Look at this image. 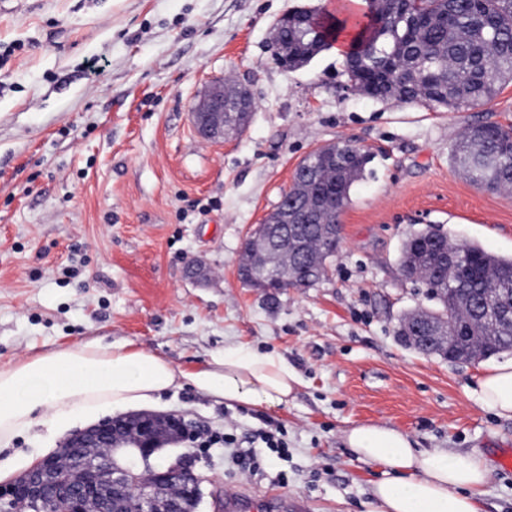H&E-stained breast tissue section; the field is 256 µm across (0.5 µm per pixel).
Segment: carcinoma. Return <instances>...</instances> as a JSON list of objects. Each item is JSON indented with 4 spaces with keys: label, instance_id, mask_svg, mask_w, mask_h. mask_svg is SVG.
<instances>
[{
    "label": "carcinoma",
    "instance_id": "carcinoma-1",
    "mask_svg": "<svg viewBox=\"0 0 512 512\" xmlns=\"http://www.w3.org/2000/svg\"><path fill=\"white\" fill-rule=\"evenodd\" d=\"M348 23L347 18L313 14L277 29L276 39L300 68L336 41ZM355 28L347 56H357L356 83H374L377 100L468 109L512 79V0H421L412 10L400 6L390 21L377 18ZM370 162L368 154H348L343 142L320 148L310 163L302 160L285 191L289 215L278 205L264 219L268 232L250 258L252 265L262 266L264 278L286 287L325 276L333 253L320 225L340 224ZM449 162L479 188L511 186L512 126H467ZM440 249L460 255L462 266L450 272L438 267L434 255ZM400 266L412 268L414 282L427 288L435 308L426 317L441 336H448V321L442 319L448 309L473 335L487 337L481 358L512 350V322L500 317L503 295L493 292L512 290V256L491 254L467 240L450 243L440 228L427 226L406 238Z\"/></svg>",
    "mask_w": 512,
    "mask_h": 512
}]
</instances>
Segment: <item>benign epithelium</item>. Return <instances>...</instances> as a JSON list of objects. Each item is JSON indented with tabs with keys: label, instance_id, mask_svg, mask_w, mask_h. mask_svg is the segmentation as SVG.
Segmentation results:
<instances>
[{
	"label": "benign epithelium",
	"instance_id": "benign-epithelium-1",
	"mask_svg": "<svg viewBox=\"0 0 512 512\" xmlns=\"http://www.w3.org/2000/svg\"><path fill=\"white\" fill-rule=\"evenodd\" d=\"M199 136L224 138V82L218 80L191 112ZM408 341L425 355L434 353L437 339L432 327L418 315L405 327ZM188 420L177 414L139 412L101 420L75 433L64 444L79 450L70 469L57 456L37 462L6 487L39 509L53 497L64 495L75 512H130L131 488L138 490L136 512H197L203 498L201 480L182 459L165 472L152 469L151 457L174 437H188Z\"/></svg>",
	"mask_w": 512,
	"mask_h": 512
}]
</instances>
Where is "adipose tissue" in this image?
Segmentation results:
<instances>
[{"mask_svg": "<svg viewBox=\"0 0 512 512\" xmlns=\"http://www.w3.org/2000/svg\"><path fill=\"white\" fill-rule=\"evenodd\" d=\"M299 382L280 354L237 344L195 372L130 343L67 346L0 366V446L29 433L46 415L63 434L103 408L146 406L159 393L186 385L229 406L269 409L287 405ZM476 393L483 406L512 419V360L480 376ZM342 440L357 461L381 470L364 512H480L490 480L480 456L418 448L408 433L384 423L353 425Z\"/></svg>", "mask_w": 512, "mask_h": 512, "instance_id": "obj_1", "label": "adipose tissue"}]
</instances>
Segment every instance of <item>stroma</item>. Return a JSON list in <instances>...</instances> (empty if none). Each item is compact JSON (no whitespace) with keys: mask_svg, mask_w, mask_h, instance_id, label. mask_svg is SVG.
Returning <instances> with one entry per match:
<instances>
[{"mask_svg":"<svg viewBox=\"0 0 512 512\" xmlns=\"http://www.w3.org/2000/svg\"><path fill=\"white\" fill-rule=\"evenodd\" d=\"M342 0H0V366L75 343H133L187 371L235 342L283 355L302 380L287 405L229 407L187 386L161 413L214 432L282 427L288 451L241 473L231 449L172 443L214 496L270 512H361L379 469L344 429L386 423L418 447L480 452L491 468L482 512H512V419L481 405L491 359L450 362L401 343V316L432 306L399 265L422 224L512 256V187L476 189L449 155L472 123L512 124V82L458 112L380 101L350 88L326 48L306 66L273 61L278 20L298 8L345 17ZM244 86L242 133L208 142L190 114L215 79ZM349 141L371 173L340 217L326 279L274 294L238 277L243 242L278 204L311 151ZM200 260L208 278L187 273ZM50 423L0 450L44 457Z\"/></svg>","mask_w":512,"mask_h":512,"instance_id":"stroma-1","label":"stroma"}]
</instances>
